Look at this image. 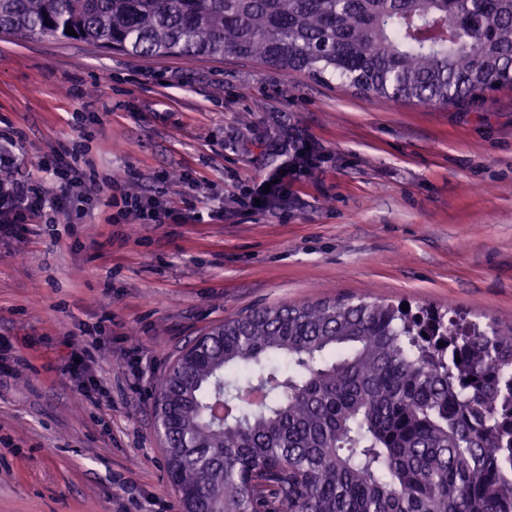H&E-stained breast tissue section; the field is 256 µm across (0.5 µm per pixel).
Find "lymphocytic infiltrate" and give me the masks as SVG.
Wrapping results in <instances>:
<instances>
[{
  "label": "lymphocytic infiltrate",
  "mask_w": 512,
  "mask_h": 512,
  "mask_svg": "<svg viewBox=\"0 0 512 512\" xmlns=\"http://www.w3.org/2000/svg\"><path fill=\"white\" fill-rule=\"evenodd\" d=\"M21 129L9 130L0 140V236L66 221L81 223L90 205L98 199L102 184L92 161L81 145L54 151L50 161L38 164L36 172L18 175L13 146L22 144ZM317 147H298L291 160L268 175L264 184L250 189L244 205L249 211L272 213L288 202V181L313 167L319 160ZM107 218L111 224H180L187 219L203 221L196 203L184 209L167 207L158 196L147 197L114 184Z\"/></svg>",
  "instance_id": "f902f5d3"
}]
</instances>
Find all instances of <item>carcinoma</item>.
<instances>
[{
	"label": "carcinoma",
	"mask_w": 512,
	"mask_h": 512,
	"mask_svg": "<svg viewBox=\"0 0 512 512\" xmlns=\"http://www.w3.org/2000/svg\"><path fill=\"white\" fill-rule=\"evenodd\" d=\"M0 32L230 53L419 104L512 85V0H0ZM155 410L183 512H512V319L255 308L178 357Z\"/></svg>",
	"instance_id": "1"
}]
</instances>
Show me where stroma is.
Returning <instances> with one entry per match:
<instances>
[{
  "instance_id": "35a3bbf8",
  "label": "stroma",
  "mask_w": 512,
  "mask_h": 512,
  "mask_svg": "<svg viewBox=\"0 0 512 512\" xmlns=\"http://www.w3.org/2000/svg\"><path fill=\"white\" fill-rule=\"evenodd\" d=\"M9 125L28 162L84 141L109 185L82 223L0 239V348L22 359L0 373V512H181L154 396L193 339L252 308L353 296L512 315V88L422 105L230 54L0 36ZM294 132L321 162L288 209L244 211ZM114 182L224 218L108 224ZM75 352L88 369L70 378Z\"/></svg>"
}]
</instances>
